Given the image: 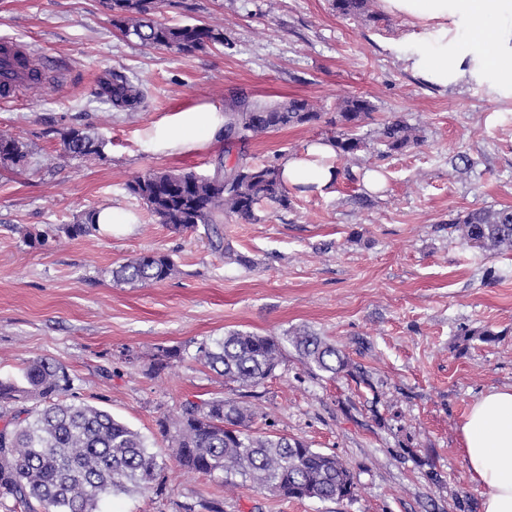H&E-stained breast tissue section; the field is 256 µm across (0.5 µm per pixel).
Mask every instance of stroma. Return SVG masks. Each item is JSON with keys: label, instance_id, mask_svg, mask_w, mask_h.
<instances>
[{"label": "stroma", "instance_id": "obj_1", "mask_svg": "<svg viewBox=\"0 0 512 512\" xmlns=\"http://www.w3.org/2000/svg\"><path fill=\"white\" fill-rule=\"evenodd\" d=\"M161 20L223 27L226 45L190 55L145 48L112 24L100 0H0V35L31 45L54 76L0 109V132L30 159L0 168V378L24 362L64 364L77 400L105 409L164 451L159 421L185 400L226 396L262 416L256 428L342 458L353 499H286L251 485L176 467L162 491L103 496L98 512H481L460 426L488 389L512 385V251L484 253L448 226L457 213L512 206V102L485 87L421 83L398 47L401 18L336 15L331 0H166ZM118 68L143 83L145 102L126 114L95 97ZM243 94L268 102L304 99L335 111L357 94L377 107L358 131L370 146L360 170L382 176L376 191L339 178L331 195L293 191L290 208L255 222L231 217L219 233L159 224L129 182L151 170L211 173L223 141L161 152L157 124L198 104L225 107ZM424 129L398 154L374 144L391 115ZM95 132L103 156H63L68 129ZM324 125L286 127L250 142L258 162H277L326 138ZM119 207L132 224L69 237L85 211ZM223 237L249 258L228 264ZM169 255L176 272L153 285L115 282L135 254ZM305 327L346 354L347 373L310 372L294 350L255 387L227 385L194 359L201 342L228 330L281 336ZM487 329L494 339L465 340ZM182 359L151 373L161 349Z\"/></svg>", "mask_w": 512, "mask_h": 512}]
</instances>
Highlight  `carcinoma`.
<instances>
[{"label": "carcinoma", "instance_id": "obj_1", "mask_svg": "<svg viewBox=\"0 0 512 512\" xmlns=\"http://www.w3.org/2000/svg\"><path fill=\"white\" fill-rule=\"evenodd\" d=\"M163 0H105L113 25L142 46L192 54L224 45V29L206 23L168 24L156 17ZM374 0H332L336 14L377 19ZM96 95L121 112H136L144 101L141 85L122 71L112 70L100 82ZM375 105L363 96H349L336 113L326 116L303 99L266 105L238 97L224 110V156L210 175L192 171H149L127 185L159 223L176 232L202 225L210 228L236 216L257 220L263 206L289 208L290 190L274 162L256 163L245 146L287 126L325 123L332 128L327 140L336 157L350 160L367 149L356 130L373 119ZM375 142L385 153H401L423 142L421 130L401 116H392L376 130ZM101 138L80 129L63 134V156L90 161L102 156ZM0 164L20 172L28 165V150L17 138L0 134ZM96 211L84 213L66 232L81 236L96 227ZM460 238L473 248L496 252L512 248V207L460 212L450 220ZM175 264L164 254L127 259L112 271L124 283H160L172 276ZM311 371L333 376L347 367L336 344L305 328L284 336H261L230 330L197 347L194 359L214 370L227 384L256 386L279 366L286 346ZM73 379L68 368L51 359L27 360L19 381L0 379V498L10 497L36 512H96L106 494L141 492L166 467L148 441L106 410L70 400ZM19 402L31 406L4 412ZM260 414L237 401L215 396L199 402L186 400L172 417L159 422L171 448L169 460L188 472L224 475V486L239 483L293 499L343 500L356 493L347 465L284 434L254 428Z\"/></svg>", "mask_w": 512, "mask_h": 512}]
</instances>
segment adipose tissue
<instances>
[{"label":"adipose tissue","instance_id":"1","mask_svg":"<svg viewBox=\"0 0 512 512\" xmlns=\"http://www.w3.org/2000/svg\"><path fill=\"white\" fill-rule=\"evenodd\" d=\"M381 11L416 20L405 37L407 69L434 88L486 86L493 99H512V0H378ZM224 123L213 105L177 112L154 132L167 151L190 150L212 141ZM336 152L325 140L306 144L280 162L287 186L333 192ZM470 476L483 486V512H512V386L493 388L476 400L461 427Z\"/></svg>","mask_w":512,"mask_h":512}]
</instances>
